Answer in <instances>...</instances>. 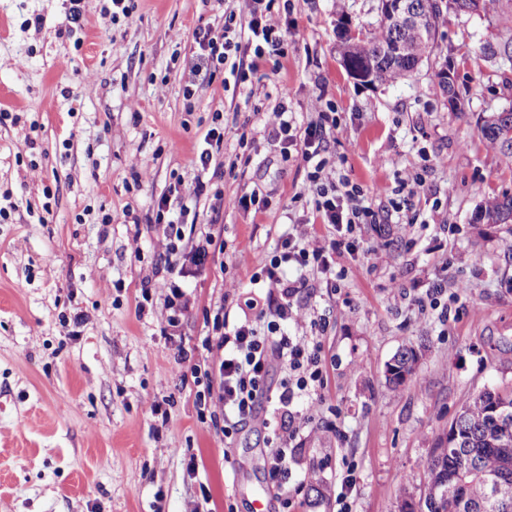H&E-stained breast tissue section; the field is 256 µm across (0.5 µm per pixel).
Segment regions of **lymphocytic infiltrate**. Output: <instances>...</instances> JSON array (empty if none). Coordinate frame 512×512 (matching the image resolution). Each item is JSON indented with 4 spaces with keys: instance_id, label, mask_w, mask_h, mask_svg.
Here are the masks:
<instances>
[{
    "instance_id": "f902f5d3",
    "label": "lymphocytic infiltrate",
    "mask_w": 512,
    "mask_h": 512,
    "mask_svg": "<svg viewBox=\"0 0 512 512\" xmlns=\"http://www.w3.org/2000/svg\"><path fill=\"white\" fill-rule=\"evenodd\" d=\"M281 0H240L238 11L230 12L222 32L198 29L195 42L201 55L214 70H229L235 86H244L258 73L262 60L283 53L279 34ZM252 50L249 63L230 62L231 54ZM336 127V115L320 113L318 121L298 128L286 106L275 109L263 130L268 144L289 150L299 146L307 167L302 193L311 197L313 216L319 227L334 230V237L319 234L318 229L297 236H282L275 254L259 265L252 282L265 283L268 291L262 299H249L247 312L231 316L227 306H220L213 318L212 333L205 340L211 364L206 372L211 402L224 421V442L232 444L244 428L271 430L266 481L288 512H303L306 505L300 494L303 483L292 478L294 442L303 422L318 413L328 388V371L323 356L322 338L328 329L324 317L311 318V333L290 336L284 331L288 320L310 309L313 299L335 295L336 256L352 250L353 234L361 225L376 227L387 219L376 212L363 190L346 182H333L323 176L327 160L326 139ZM167 202L159 200L156 223L163 231L155 249L171 278L168 284L167 324L178 328L180 316L190 300L174 278L177 262L204 267L213 257L216 238L202 233L189 250H180V231L167 222ZM295 265L302 276L288 279L285 270Z\"/></svg>"
}]
</instances>
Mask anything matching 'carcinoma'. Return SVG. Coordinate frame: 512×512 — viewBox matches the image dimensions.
<instances>
[{
    "label": "carcinoma",
    "instance_id": "cac0c4a2",
    "mask_svg": "<svg viewBox=\"0 0 512 512\" xmlns=\"http://www.w3.org/2000/svg\"><path fill=\"white\" fill-rule=\"evenodd\" d=\"M408 19L401 21L377 7L380 24L358 38L337 34V53L344 70L360 74L361 83L390 86L404 82L433 53L439 23L444 13L477 14L489 20L512 14V0H404ZM487 59L497 57L512 61V36L496 43L479 46ZM438 85L450 106L462 110L455 84L447 80V69L437 72ZM481 133L488 148L512 158V105L487 116ZM483 224H512V194L504 192L487 199L476 211ZM393 360L396 372L387 381L398 385L413 371L415 354L405 348ZM492 396L479 392L454 419L458 439L446 447L438 437L426 460V486L443 485L457 470L462 474L453 490L425 501L426 512H512V418L495 421L488 415ZM499 476L497 496H492L481 474Z\"/></svg>",
    "mask_w": 512,
    "mask_h": 512
}]
</instances>
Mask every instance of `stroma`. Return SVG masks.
Wrapping results in <instances>:
<instances>
[{"label":"stroma","instance_id":"stroma-1","mask_svg":"<svg viewBox=\"0 0 512 512\" xmlns=\"http://www.w3.org/2000/svg\"><path fill=\"white\" fill-rule=\"evenodd\" d=\"M375 4L292 0L286 57L232 92L208 84L194 32L222 30L237 0H138L131 27L112 0H81L75 24L70 0H0V512H251L267 434L248 427L225 448L193 367L217 306L243 303L290 220L312 218L303 161L261 134L283 86L299 125L335 110L326 158L345 182L368 192L426 173L417 223L356 232L334 299L317 303L329 386L294 468L310 512H336L346 459L353 512H401L461 407L512 390V224L473 221L485 199L512 193V160L480 129L512 103V64L470 53L511 37L512 21L445 14L429 61L373 87L342 68L335 27L344 15L374 28ZM445 65L464 111L439 88ZM217 112L224 144L204 171ZM200 178L228 199L262 190L271 207L213 212L193 194ZM162 198L175 224L217 226L224 241L182 277L191 306L174 332L155 270ZM437 283L444 322L413 303ZM405 346L417 361L395 387L385 365Z\"/></svg>","mask_w":512,"mask_h":512}]
</instances>
